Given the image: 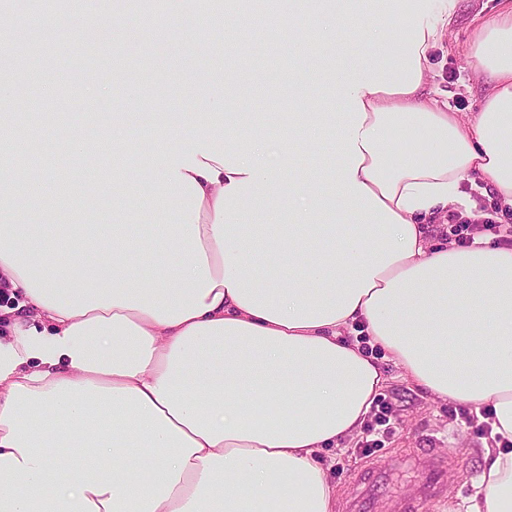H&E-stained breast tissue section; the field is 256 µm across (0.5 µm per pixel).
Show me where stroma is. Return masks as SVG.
Here are the masks:
<instances>
[{"label": "stroma", "mask_w": 512, "mask_h": 512, "mask_svg": "<svg viewBox=\"0 0 512 512\" xmlns=\"http://www.w3.org/2000/svg\"><path fill=\"white\" fill-rule=\"evenodd\" d=\"M503 0H456L453 21L443 41L432 52L431 68L427 73L430 88L447 91L450 106L458 112L478 111L485 93V78L467 57L473 33L484 20L497 14ZM209 16L214 30L206 37H197L198 19ZM166 28L172 36L166 43L150 45L141 42L137 34L136 14H127L123 22L104 15L100 23L107 30L89 81L81 76L87 61L73 36L42 47L37 56L48 73L47 84H35L26 89L23 98L11 99L15 110H27L30 104L43 103L56 112L68 113L71 125L80 140L88 142L98 135L97 127L84 124L82 113L136 112L142 126L133 136L136 150H143L157 111L179 112L183 105L176 101L173 89L190 74H198L195 100L212 107L224 98L225 69L236 51L225 44L220 33L224 22V0H195L185 7L183 0H168ZM158 57L169 80L159 84L149 70L136 77L143 94L161 100V107H147L126 97L121 86L113 82V68L123 59L142 54ZM37 157L29 166L34 179L47 189H54L55 178L67 172L72 176L68 191L48 214L36 216L20 213L26 224H96L102 235H110L113 225L129 220L121 202L113 201L112 186L101 177V163L86 160L75 151H60L55 130L45 126L38 130ZM387 377L379 400L387 404L399 424L394 433L371 456H363L357 448V438L345 440L340 447L329 449L325 459L332 466V480L339 503H346L356 482L368 483L374 502L372 512H382L389 496L410 498L417 494L420 476L402 459L420 451L440 455L451 454L454 462L444 472L445 492L427 502L421 512H458L465 498L478 490L480 450L484 437L474 427L455 415L453 403L434 399L409 386L392 364H383Z\"/></svg>", "instance_id": "obj_1"}]
</instances>
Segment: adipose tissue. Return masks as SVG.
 I'll use <instances>...</instances> for the list:
<instances>
[{
  "instance_id": "adipose-tissue-1",
  "label": "adipose tissue",
  "mask_w": 512,
  "mask_h": 512,
  "mask_svg": "<svg viewBox=\"0 0 512 512\" xmlns=\"http://www.w3.org/2000/svg\"><path fill=\"white\" fill-rule=\"evenodd\" d=\"M346 59L319 70L320 112H239L247 38L225 112L161 120L157 222L72 244V225L19 224L53 201L18 157L58 115L0 117V281L28 316L0 340V512H334L321 455L362 426L386 383L484 412L480 489L464 512H512V249L432 227L478 175L512 208V0L474 33L483 105L461 117L428 89L452 13L422 0L360 15ZM399 20L400 37L389 34ZM86 156L128 155L137 113H113ZM333 123L329 169L297 164ZM278 164L264 158L277 134ZM163 256L150 282L129 255ZM383 357H376L374 347Z\"/></svg>"
}]
</instances>
